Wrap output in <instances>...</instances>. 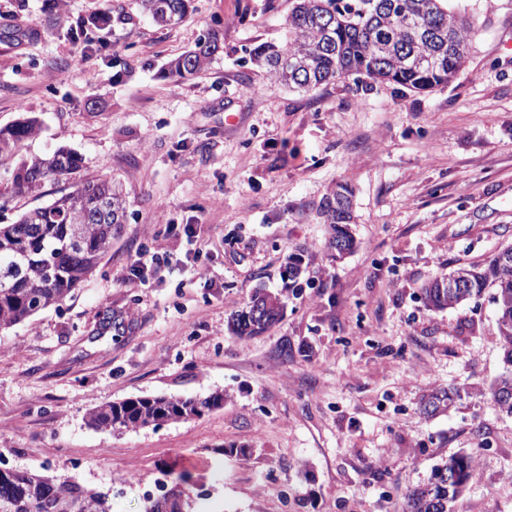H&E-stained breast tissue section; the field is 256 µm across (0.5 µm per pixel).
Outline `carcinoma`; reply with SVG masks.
I'll use <instances>...</instances> for the list:
<instances>
[{
	"instance_id": "carcinoma-1",
	"label": "carcinoma",
	"mask_w": 512,
	"mask_h": 512,
	"mask_svg": "<svg viewBox=\"0 0 512 512\" xmlns=\"http://www.w3.org/2000/svg\"><path fill=\"white\" fill-rule=\"evenodd\" d=\"M144 13L160 26H172L189 13L191 0H140ZM293 0L284 45L259 44L250 59L267 75L290 88L309 92L338 79L356 83L399 85L426 92L451 82L461 71L476 35L462 0ZM107 20L93 17L73 32L91 42ZM215 34L171 61L178 76L202 70L220 51ZM39 121L24 117L0 129V152L38 134ZM84 159L59 147L34 156L17 169V193L39 191L49 181L77 173ZM349 189L340 185L325 204L331 235L329 245L345 253L357 247L350 230ZM127 220L122 188L111 180L87 181L51 203L23 213L12 224H0V331L47 308L61 307L93 274L112 248V239ZM463 282L453 288L451 283ZM493 291L498 340L504 372L491 387L502 412L512 415V260L496 253L482 265H463L435 277L421 289L429 310L454 308ZM285 300L264 288L229 323L232 335L251 339L265 333L282 315ZM224 391L204 398L141 396L109 402L92 409L88 426L127 430L158 428L185 422L224 405ZM461 398L454 388H435L424 395L419 414L425 418L447 412ZM476 475L475 456L455 453L433 466L426 482L408 495L405 512H455V504ZM173 502L157 496L144 500L143 512H189L193 489L183 474L165 475ZM8 512H112L109 495L83 485L74 474H45L21 469L0 475V508Z\"/></svg>"
}]
</instances>
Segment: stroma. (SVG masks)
Masks as SVG:
<instances>
[{
	"label": "stroma",
	"instance_id": "stroma-1",
	"mask_svg": "<svg viewBox=\"0 0 512 512\" xmlns=\"http://www.w3.org/2000/svg\"><path fill=\"white\" fill-rule=\"evenodd\" d=\"M469 5L464 69L417 94L268 77L248 50L284 42L292 0H193L167 27L138 0H0V128L40 122L0 154V224L71 191L13 189L22 161L58 147L84 156L80 179L121 182L128 210L71 299L0 333L11 466L78 473L112 512H142L166 468L204 490L192 512H403L434 464L467 451L477 477L458 512H512V416L490 393L496 307L487 294L443 311L419 299L427 280L512 244V0ZM93 16L109 20L102 43L74 42ZM209 31L222 48L206 68L169 74ZM341 184L359 247L339 257L323 205ZM170 224L196 225L194 239L167 237ZM162 238L181 266L153 261ZM261 285L283 295V317L236 339L228 321ZM436 386L463 398L422 417ZM216 389L223 407L188 422L85 423L107 402Z\"/></svg>",
	"mask_w": 512,
	"mask_h": 512
}]
</instances>
